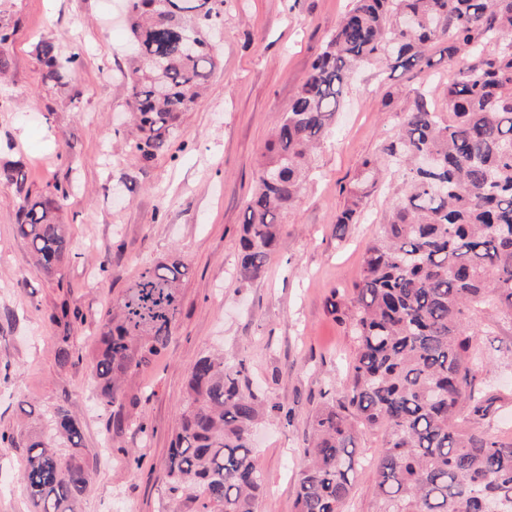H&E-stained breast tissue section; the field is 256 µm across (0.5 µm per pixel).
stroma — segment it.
Wrapping results in <instances>:
<instances>
[{
	"label": "stroma",
	"mask_w": 512,
	"mask_h": 512,
	"mask_svg": "<svg viewBox=\"0 0 512 512\" xmlns=\"http://www.w3.org/2000/svg\"><path fill=\"white\" fill-rule=\"evenodd\" d=\"M349 0H226L219 60L208 90L182 113L170 147L143 160L128 147L123 124L128 90L125 0H0V25L14 32L0 46V165L20 162L21 182L0 178V432L24 440L48 431L57 407L83 427L91 470L82 512H165L163 475L195 361L224 349L246 361V376L266 405L282 404L290 422L263 417L255 456L264 479L257 512H294L304 449L317 409L341 396L356 344L351 290L367 245L405 187L392 169L378 172L361 223L336 231L347 190L365 159L399 127L408 89L429 90L444 109L448 63L441 46L430 63L409 70L369 64L351 74L341 107L317 150L295 204L281 213L283 244L259 279L241 281L237 243L245 204L273 132L314 58L335 31ZM53 41L78 52L71 84L49 88L34 46ZM69 179L61 221L71 250L60 277L30 259L14 231L23 197ZM189 274L167 348L130 376L132 414L148 433L113 437L110 409L94 388L86 356L115 300L144 267L166 258ZM83 319L71 331L49 315L61 304ZM473 347L485 362L474 385L491 397L487 416L463 408L469 427L512 440V327L490 311L477 316ZM69 334L77 359L60 366ZM142 456L141 467L128 461ZM23 448L0 449V512H30L19 475Z\"/></svg>",
	"instance_id": "obj_1"
}]
</instances>
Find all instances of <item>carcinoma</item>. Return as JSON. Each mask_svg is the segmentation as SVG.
I'll use <instances>...</instances> for the list:
<instances>
[{"mask_svg": "<svg viewBox=\"0 0 512 512\" xmlns=\"http://www.w3.org/2000/svg\"><path fill=\"white\" fill-rule=\"evenodd\" d=\"M128 21L129 107L138 131L130 148L148 161L207 86L218 57L209 34L224 24V0H129ZM435 43L451 69L448 120L413 91L398 131L363 162L364 177L336 219L342 233L360 223L383 163L408 187L366 249L353 291L357 352L349 382L314 416L295 512H343L361 467L356 441L381 427L388 441L372 462L378 512H484L488 502L494 512H512V442L478 434L459 418L464 403L484 415L492 405L472 383L482 363L473 350L475 318L489 296L512 324V0H352L281 117L273 156L257 171L239 237L240 276L263 275L283 236L277 216L296 202L348 75L374 60L413 67ZM35 51L46 86L67 85L80 65L78 53L64 54L49 40ZM72 190L57 181L15 211L16 234L49 275L69 252L57 218ZM187 273L178 260L144 268L103 320L90 364L116 434L128 425L126 407L137 404L124 379L167 346ZM80 318L65 303L51 314L66 328ZM282 411L251 390L243 361L200 357L169 448L167 512H256L263 479L253 429ZM50 422L49 433L26 439L24 493L32 512H78L90 484L82 424L64 407Z\"/></svg>", "mask_w": 512, "mask_h": 512, "instance_id": "obj_1", "label": "carcinoma"}]
</instances>
